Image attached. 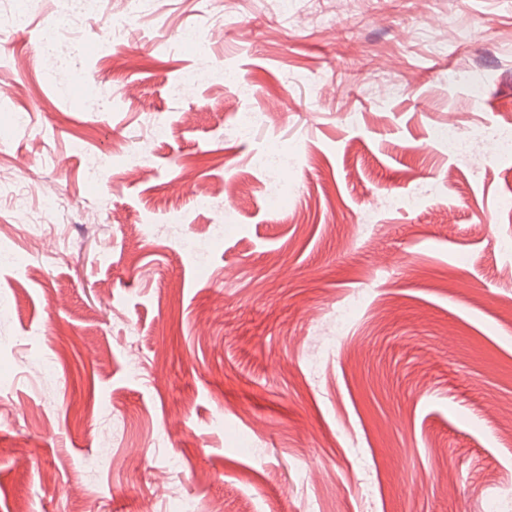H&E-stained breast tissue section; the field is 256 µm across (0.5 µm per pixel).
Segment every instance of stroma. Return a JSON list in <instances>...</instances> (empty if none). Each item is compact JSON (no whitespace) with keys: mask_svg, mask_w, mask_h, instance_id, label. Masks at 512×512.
Here are the masks:
<instances>
[{"mask_svg":"<svg viewBox=\"0 0 512 512\" xmlns=\"http://www.w3.org/2000/svg\"><path fill=\"white\" fill-rule=\"evenodd\" d=\"M223 2L237 26L210 22L211 0H156L106 62L125 0H50L0 33V172L63 198L75 244L41 264L56 237L32 247L0 202V242L28 268L0 265V512H177L182 496L199 512H512V156L433 139L512 123V0H299L288 22L276 0ZM61 21L87 50L47 69L40 31ZM191 25L205 53L179 42ZM211 68L253 95L205 81L172 97ZM240 112L268 121L242 137ZM19 113L52 130V161ZM158 123L151 172L87 181L88 155ZM269 146L290 160L275 208L251 165ZM202 81H218L224 85L233 86L238 95L242 97H250L253 93L252 87L240 81L233 70L222 69L220 71L212 70H190L184 74L180 84L176 87L177 92L197 85Z\"/></svg>","mask_w":512,"mask_h":512,"instance_id":"35a3bbf8","label":"stroma"}]
</instances>
